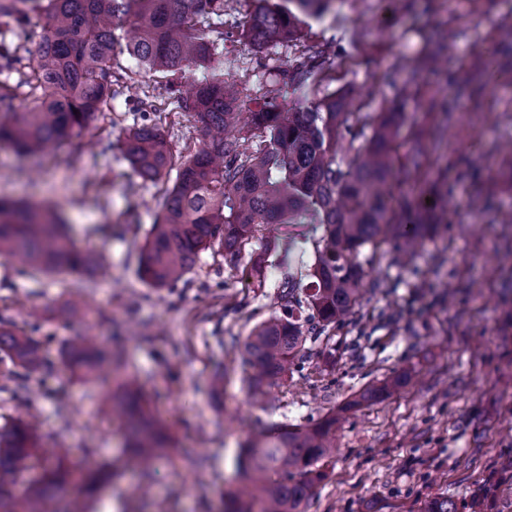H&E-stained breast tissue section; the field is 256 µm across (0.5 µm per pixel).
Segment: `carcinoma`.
I'll return each mask as SVG.
<instances>
[{
  "label": "carcinoma",
  "instance_id": "1",
  "mask_svg": "<svg viewBox=\"0 0 512 512\" xmlns=\"http://www.w3.org/2000/svg\"><path fill=\"white\" fill-rule=\"evenodd\" d=\"M333 2L254 0L242 36L259 49L288 44ZM33 18L37 33L30 28ZM35 36V65L29 67L20 51ZM223 50L224 0H0V73L29 67L24 84L32 89L20 112L15 90L0 87V148L35 159L88 129L130 78L131 69L119 60L125 55L139 71L163 74L177 108L200 124L198 149L175 168L167 135L155 119L157 107L146 98L118 146L145 183L176 171L172 188L156 199L154 221L140 247L137 273L144 284L175 288L215 245L238 259L260 224H295L305 215L324 225L304 291L294 274L284 277L281 315L255 325L239 343L243 363L252 370L249 390L260 397L301 371L309 336L346 325L369 290L357 260L361 249L387 244L395 259H407L429 225L412 222L420 203L407 199L408 179L396 177L400 113L363 115L350 93L334 91L284 112L268 91L244 121L243 91L215 65ZM322 58L318 51L288 65L289 82L307 87ZM190 68L204 70L203 76L184 84L181 75ZM427 161L417 145L404 168L418 171ZM396 195L405 198L399 215L390 209ZM3 253L29 267L33 277H75L68 316L97 323V312L83 297L97 288L108 256L103 248L77 244L58 204L0 197ZM251 270L264 286L265 257L251 258ZM40 328L33 311L0 315V393L27 408L40 396L33 375L43 368L42 341L53 340L35 338ZM64 345L67 365L89 385L124 364L122 352H106L80 337ZM401 383L395 377L366 386L338 415L255 433L238 457L247 485L223 493L224 512H253L255 505L258 512H304L326 477L323 463L336 457L341 414L389 395ZM91 398L120 421L125 451L149 471L169 447L170 434L152 415L138 381L118 377L112 389ZM68 454L63 447L40 451L38 435L19 417L0 427V512H46L47 501L71 489L92 499L117 475L109 461L87 458L68 466ZM19 483L24 490L17 494ZM421 512L460 510L448 497L435 496Z\"/></svg>",
  "mask_w": 512,
  "mask_h": 512
}]
</instances>
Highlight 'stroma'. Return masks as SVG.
Here are the masks:
<instances>
[{
  "label": "stroma",
  "mask_w": 512,
  "mask_h": 512,
  "mask_svg": "<svg viewBox=\"0 0 512 512\" xmlns=\"http://www.w3.org/2000/svg\"><path fill=\"white\" fill-rule=\"evenodd\" d=\"M512 0H335L290 46L254 50L226 42L224 78L260 97L277 84L283 108L332 91L352 90L362 112L394 107L405 115L401 151L422 142L430 175L413 179L432 224L451 233L426 237L412 263H393L386 247H365L359 259L374 287L346 326L306 343L303 374L273 386L262 404L248 393L249 372L235 343L280 313L284 271L269 256L266 287L253 282L250 255L279 238L276 224L261 227L237 262L221 249L202 253L175 292L156 290L138 275L137 242L153 222L155 199L172 177L142 183L106 140L123 139L138 108L123 90L95 129L62 151L31 163L0 150V196L60 203L79 245L106 247L111 266L90 303L105 319L92 337L122 350L149 399L169 426L173 444L153 479L128 464L124 430L111 413H92L90 389L63 362L62 341L81 333L62 306L71 280L40 285L0 256V309L32 308L42 334L52 335L41 371L47 395L31 423L42 447L70 446L72 461L99 451L119 475L92 512H221V490L237 489L240 445L251 429L306 423L337 411L368 385L399 375L387 398L345 414L336 431V457L314 490L306 512H417L445 495L460 504L483 501V512H512V160L492 152L512 141V34L503 18ZM444 41V67L425 55ZM326 56L322 81L298 89L276 76L285 61L308 48ZM417 73L403 89L399 63ZM156 105L169 134L174 162L199 146L200 133L171 100ZM146 321L151 341L133 337L130 322ZM224 390L209 393L214 371ZM69 397L61 421L52 396ZM208 456L211 466L191 467Z\"/></svg>",
  "instance_id": "obj_1"
}]
</instances>
